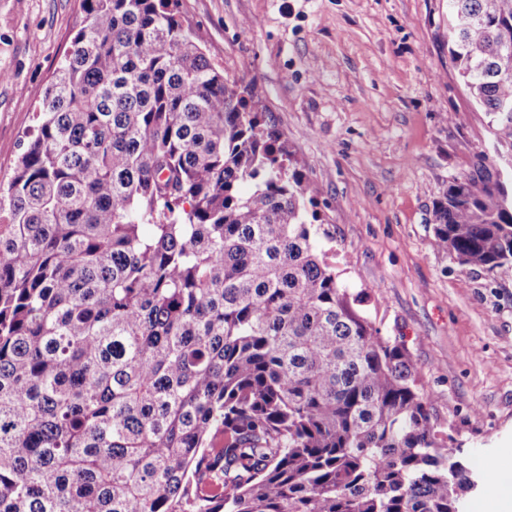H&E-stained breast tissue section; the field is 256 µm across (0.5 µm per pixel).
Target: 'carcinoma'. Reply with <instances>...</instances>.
<instances>
[{
    "label": "carcinoma",
    "mask_w": 512,
    "mask_h": 512,
    "mask_svg": "<svg viewBox=\"0 0 512 512\" xmlns=\"http://www.w3.org/2000/svg\"><path fill=\"white\" fill-rule=\"evenodd\" d=\"M82 8L0 187V512H462L471 463L318 250L248 90L179 0ZM448 29L512 146V0H448ZM433 223L436 249L512 272L483 162Z\"/></svg>",
    "instance_id": "carcinoma-1"
}]
</instances>
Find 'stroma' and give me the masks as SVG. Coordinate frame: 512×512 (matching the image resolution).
I'll list each match as a JSON object with an SVG mask.
<instances>
[{"instance_id":"35a3bbf8","label":"stroma","mask_w":512,"mask_h":512,"mask_svg":"<svg viewBox=\"0 0 512 512\" xmlns=\"http://www.w3.org/2000/svg\"><path fill=\"white\" fill-rule=\"evenodd\" d=\"M207 57L248 87L306 176L320 245L382 336L409 351L433 419L490 479L465 512H497L512 473V277L432 245L433 208L479 157L512 147L448 53V0H180ZM80 0H0V182L81 26Z\"/></svg>"}]
</instances>
